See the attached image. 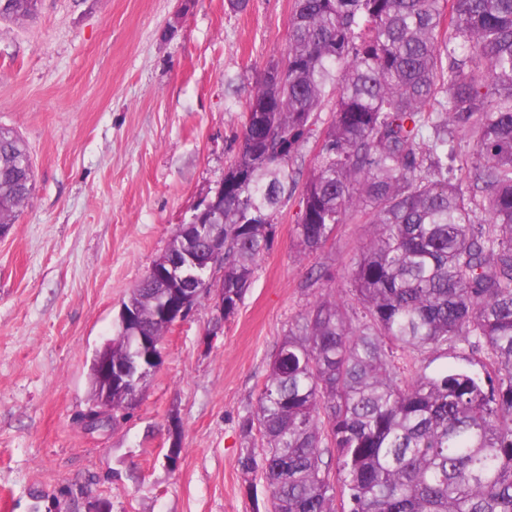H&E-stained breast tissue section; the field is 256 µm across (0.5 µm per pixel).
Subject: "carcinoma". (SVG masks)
<instances>
[{
  "label": "carcinoma",
  "instance_id": "1",
  "mask_svg": "<svg viewBox=\"0 0 512 512\" xmlns=\"http://www.w3.org/2000/svg\"><path fill=\"white\" fill-rule=\"evenodd\" d=\"M3 2L0 20L20 21L39 0ZM298 187L301 255L350 218L372 231L348 287L317 271L327 288L270 357L240 424L248 492L258 474L268 512H512V0H295L224 171L223 223L195 229L196 251L224 243V319ZM34 191L24 140L0 128V228ZM182 275L130 290L112 358L139 363L141 339L165 336L172 289L213 287L208 269ZM456 342L482 371L419 363ZM94 389L112 421L132 408L134 386Z\"/></svg>",
  "mask_w": 512,
  "mask_h": 512
}]
</instances>
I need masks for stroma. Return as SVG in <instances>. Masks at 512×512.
I'll return each mask as SVG.
<instances>
[{"mask_svg": "<svg viewBox=\"0 0 512 512\" xmlns=\"http://www.w3.org/2000/svg\"><path fill=\"white\" fill-rule=\"evenodd\" d=\"M294 0H39L0 22V127L25 140L32 198L0 234V512H256L239 424L270 354L370 227L298 253V196L234 317L201 298L164 338L139 405L86 428L90 362L130 289L238 150L244 106L284 56ZM177 461H170L171 451Z\"/></svg>", "mask_w": 512, "mask_h": 512, "instance_id": "obj_1", "label": "stroma"}]
</instances>
